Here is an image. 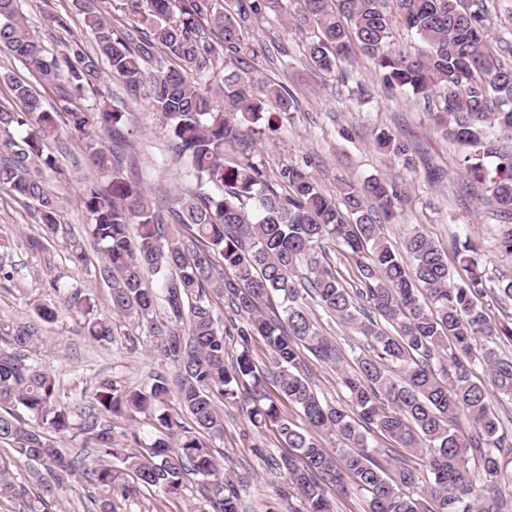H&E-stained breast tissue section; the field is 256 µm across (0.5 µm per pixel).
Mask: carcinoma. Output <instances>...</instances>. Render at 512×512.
<instances>
[{
	"mask_svg": "<svg viewBox=\"0 0 512 512\" xmlns=\"http://www.w3.org/2000/svg\"><path fill=\"white\" fill-rule=\"evenodd\" d=\"M134 17L119 31L92 4H83L94 52L80 39L55 52L33 33L19 0H0V51L25 64L36 83L8 72L23 111L0 109V131L28 128L21 142L0 143V186L32 205L47 236L57 231L56 201L41 169L60 172L45 141L64 118L87 138L112 131L115 148H98L95 164L112 170L104 189L81 194L91 236L111 290L112 311L137 319L153 354L180 369L176 389L154 376L126 390L106 381L92 394L59 397L56 374L33 359L40 327L0 322V443L36 465L44 496L30 512H50L65 481L81 474L95 512H117L153 490L180 498L186 476L198 494L194 512H240V492L224 478L213 443L224 437L221 403L245 409L252 426L273 429L288 449L277 466L286 482L275 489L281 512H335L328 487L365 498V512H512L503 484L512 461V435L492 403L512 401V320L493 324L480 302L491 293L512 300V279L487 287L471 240L454 244L466 277L456 279L448 255L419 224L397 247L384 225L395 218L398 186L378 176L344 181L327 194L303 166L283 165L277 183L254 160L246 129L275 110L294 108L282 85L254 67L252 28L282 0H121ZM298 25H312L309 66L333 73L360 51L390 95L410 89L429 105L434 128L464 148L465 177L486 183L489 203L512 215V30L488 27L486 0H295ZM401 22L418 43L394 44ZM131 95L149 87L154 109L170 127L174 149L195 187L177 197L170 216L122 164L123 113L102 94L101 62ZM56 99L44 107L43 92ZM98 97L91 108L79 101ZM382 154L413 167L414 145L393 133L376 135ZM332 241L355 259L360 288L343 284L318 258ZM163 280L155 291L145 273ZM243 318L242 351L224 362V330L211 295ZM310 296L341 325L364 338L352 362L320 331L303 303ZM367 299L368 305L358 300ZM65 306L89 342L112 336L106 319L92 316V297L75 291ZM163 307L164 317L157 316ZM254 336L270 350L271 369L258 371L249 349ZM333 364L349 402L321 400L303 371L302 351ZM482 367L486 380L476 376ZM272 377L276 392L266 387ZM298 408L310 429L297 426L281 405ZM157 414L156 432L141 445L115 443L112 417ZM76 432L96 450L90 458L58 447L54 434ZM332 437L335 451L326 450ZM426 460L432 480L420 484L405 463L388 471L377 457L379 438ZM27 488L0 463V500H24Z\"/></svg>",
	"mask_w": 512,
	"mask_h": 512,
	"instance_id": "carcinoma-1",
	"label": "carcinoma"
}]
</instances>
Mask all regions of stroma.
I'll list each match as a JSON object with an SVG mask.
<instances>
[{
    "instance_id": "1",
    "label": "stroma",
    "mask_w": 512,
    "mask_h": 512,
    "mask_svg": "<svg viewBox=\"0 0 512 512\" xmlns=\"http://www.w3.org/2000/svg\"><path fill=\"white\" fill-rule=\"evenodd\" d=\"M21 8L46 46L57 47L74 38L88 44L93 41L75 0H21ZM50 14L64 16L67 30L44 26L43 19ZM313 38L312 27H298L273 17L258 22L252 32L262 71L298 100L296 111L286 116L264 114L255 125V155L268 177H275L281 165L299 164L307 167L330 194L336 193L344 180L360 183L370 176L384 177L402 190L397 221L385 227L393 244H400L407 225L419 224L445 248L454 240L476 242L477 259L486 278L512 277V256L496 246L502 222L499 213L487 204L484 189H477L472 196L459 195L461 152L456 143L434 132L422 101L409 91L387 97L372 65L362 57L348 66L345 79L337 73L312 70L305 49ZM280 45L294 56L290 68H283L274 58ZM103 78L112 107L125 114L124 167L138 173L151 196L164 204L174 203L189 184L172 157L165 120L148 98L128 96L122 82L111 73H104ZM361 82L371 88V98L359 99L357 85ZM382 131L415 143V170H406L376 150L374 138ZM47 150L55 156L59 171L69 177L63 183L58 172L42 174L57 205L58 231L49 251L31 245L44 234L32 208L7 188H0V321L30 323L37 319L38 305L57 304V320L41 327L36 358L55 371L60 379V397L66 401L82 389L94 392L106 380L138 390L152 375L175 376L176 368L150 351L136 321L113 312L110 290L96 273L101 255L89 234L80 191L88 180L108 186L111 172L95 166L87 140L67 126H60L48 140ZM431 167L444 169L446 179L429 180L426 171ZM74 239L83 244L87 264L69 261V245ZM60 288L80 289L94 296L96 316L112 324L113 335L108 341L92 344L79 336L77 318L59 304L56 291ZM215 448L223 454L225 474L240 491L243 512H278L280 505L273 490L284 482L285 475L277 467L284 450L275 431H254L246 414L228 405L224 408V437L216 441Z\"/></svg>"
}]
</instances>
